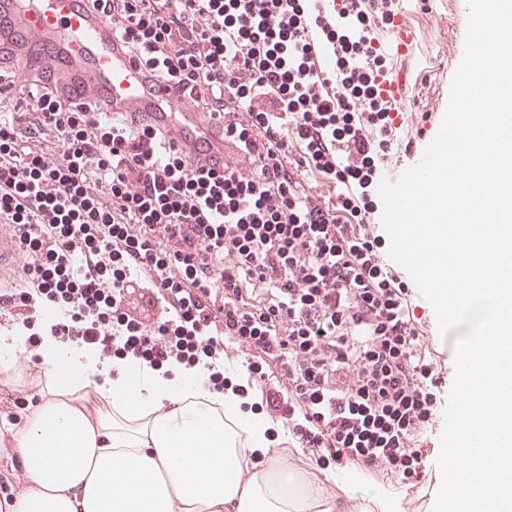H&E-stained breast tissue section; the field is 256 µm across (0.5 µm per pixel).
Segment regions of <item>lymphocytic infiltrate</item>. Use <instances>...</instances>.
<instances>
[{"mask_svg": "<svg viewBox=\"0 0 512 512\" xmlns=\"http://www.w3.org/2000/svg\"><path fill=\"white\" fill-rule=\"evenodd\" d=\"M85 2L145 73L206 100L257 174L191 169L158 129L38 69L25 118L0 124V221L33 254L5 305L63 308L55 335L106 360L203 365L209 390H254L315 462L421 484L439 362L373 198L401 126L381 82L410 66L380 43L400 0ZM135 282L164 321L127 309ZM229 351L245 384L224 375Z\"/></svg>", "mask_w": 512, "mask_h": 512, "instance_id": "lymphocytic-infiltrate-1", "label": "lymphocytic infiltrate"}]
</instances>
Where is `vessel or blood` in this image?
<instances>
[{"mask_svg":"<svg viewBox=\"0 0 512 512\" xmlns=\"http://www.w3.org/2000/svg\"><path fill=\"white\" fill-rule=\"evenodd\" d=\"M0 15L8 19L0 28V59L12 61L13 90H24L41 65L32 50H49L67 68L63 87L74 85L94 95L103 113L147 120L195 164L215 170L227 165L241 177L254 176L253 155L225 141L224 127L211 121L207 103L159 78H147L99 12L80 8L78 0H0ZM390 35L398 53L410 52L413 35L402 17H394ZM389 89L401 112H415L408 75H399ZM16 238L14 230L0 224V270L19 272L28 264L29 254L17 247Z\"/></svg>","mask_w":512,"mask_h":512,"instance_id":"b4317fda","label":"vessel or blood"}]
</instances>
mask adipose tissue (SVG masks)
Returning <instances> with one entry per match:
<instances>
[{
    "mask_svg": "<svg viewBox=\"0 0 512 512\" xmlns=\"http://www.w3.org/2000/svg\"><path fill=\"white\" fill-rule=\"evenodd\" d=\"M45 379L35 409L0 422L27 492L9 512H350L349 502L308 497L262 468L272 422L244 412L234 392L204 390L200 367L152 369L61 344L43 328ZM105 407L93 410L87 393Z\"/></svg>",
    "mask_w": 512,
    "mask_h": 512,
    "instance_id": "1",
    "label": "adipose tissue"
}]
</instances>
